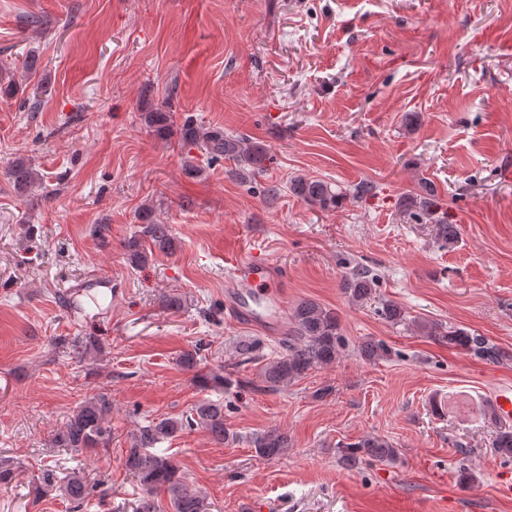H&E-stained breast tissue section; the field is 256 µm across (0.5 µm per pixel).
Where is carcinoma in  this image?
Segmentation results:
<instances>
[{
    "label": "carcinoma",
    "mask_w": 512,
    "mask_h": 512,
    "mask_svg": "<svg viewBox=\"0 0 512 512\" xmlns=\"http://www.w3.org/2000/svg\"><path fill=\"white\" fill-rule=\"evenodd\" d=\"M171 113L147 112L145 124L159 135L168 132ZM181 145L190 150L196 148L212 159L227 158L235 163L239 173L251 177L264 171L268 151L257 142L228 135L220 130H208L190 121L180 129ZM8 178L14 187L26 193L36 183V173L25 161L18 159L9 164ZM375 186L367 181L359 182L348 194L316 179L297 177L291 183L294 195L309 205L321 209L339 206L347 196L362 199L374 193ZM405 210L417 209L436 228V236L451 244L458 238V227L448 222L447 213H437L439 202L434 190L424 186V194L403 199ZM128 259L137 266L148 260L154 251L171 253L175 250L169 226L149 223L142 227L138 236L126 243ZM380 281L373 269L362 264L354 265L342 282V290L356 304H363L375 297ZM381 315L394 324H406L410 319L397 303L386 300L381 303ZM417 328L426 336L463 350L480 359L496 360L500 350L481 335L463 328L446 327L438 322L415 321ZM57 345L79 357L88 352V341L84 336H60ZM346 346L337 313L320 303L303 300L289 313L286 336L281 340L282 352L269 359L259 370L262 385L260 390L277 392L300 381L309 373L323 369L336 362ZM262 348V341L256 339L237 346V368L255 358ZM360 354L370 361L384 359L389 348L380 341H368L360 347ZM201 386L231 387L242 386L244 381L234 378L233 372H211L200 376ZM112 401L103 393L84 399L67 417L64 424L53 434L51 442L55 448H67L73 453L88 448H105L112 441ZM201 428L213 440L229 443L236 435L224 422V404L204 399L188 415L179 418L156 417L146 420L131 434L130 446L123 458L125 469L140 485L143 496L138 500L134 512H159L155 498L160 493L169 495L172 512H209L207 496L190 484L181 474L179 466L167 455L155 451L156 445L177 436L186 429ZM256 455L272 460L288 451V436L278 427H272L252 439ZM496 453L503 459H512V426L500 424L495 437ZM342 463L355 466L363 462L392 464L400 452L393 442L379 435H366L354 443L339 446ZM101 484L90 482L81 469L76 468L57 475L54 469H46L34 486L35 494L53 491L66 500L75 512H82Z\"/></svg>",
    "instance_id": "carcinoma-1"
}]
</instances>
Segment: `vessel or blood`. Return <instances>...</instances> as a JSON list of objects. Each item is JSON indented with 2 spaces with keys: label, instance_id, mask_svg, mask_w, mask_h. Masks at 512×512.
I'll use <instances>...</instances> for the list:
<instances>
[{
  "label": "vessel or blood",
  "instance_id": "vessel-or-blood-1",
  "mask_svg": "<svg viewBox=\"0 0 512 512\" xmlns=\"http://www.w3.org/2000/svg\"><path fill=\"white\" fill-rule=\"evenodd\" d=\"M224 268L235 283L225 294L226 309L252 326L275 330L283 304L280 286L285 271L256 251L248 255L226 251Z\"/></svg>",
  "mask_w": 512,
  "mask_h": 512
}]
</instances>
